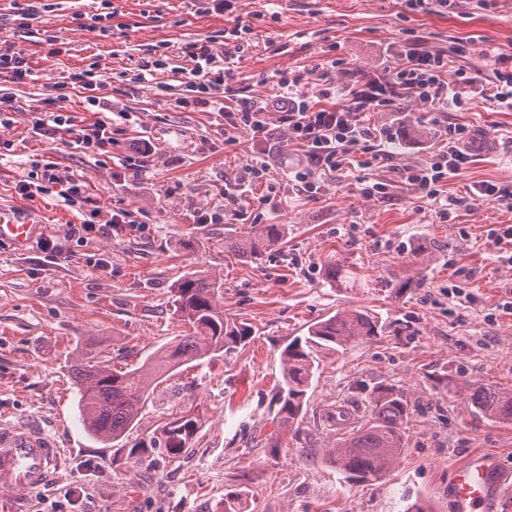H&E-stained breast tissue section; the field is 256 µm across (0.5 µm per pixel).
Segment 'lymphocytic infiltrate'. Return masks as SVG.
<instances>
[{"label":"lymphocytic infiltrate","mask_w":512,"mask_h":512,"mask_svg":"<svg viewBox=\"0 0 512 512\" xmlns=\"http://www.w3.org/2000/svg\"><path fill=\"white\" fill-rule=\"evenodd\" d=\"M250 33V25L235 22L224 32V41L232 49L222 54L209 39L186 43L184 54L190 66L184 71L185 96L223 112L228 127L248 129L259 143L269 137L271 117H278L289 142L304 154L292 167L291 178L310 197L320 194L324 174L348 173L370 162L392 161L404 137L396 126L376 125L370 115L397 111L399 101L407 100L416 104L419 122L433 127L441 144L424 164L400 169L399 178L431 204L440 218H448L461 200L449 196L445 187L473 162L477 142L467 126L449 122V113L469 110L477 98L486 111L512 112L511 55L488 50L491 72L486 75L464 64L472 39H459L446 52L426 47L418 36L401 48L400 64L383 72L358 75L344 57L326 51L313 73H281L272 95L243 98L232 105L225 101L223 90L240 80L238 61ZM338 74L344 75L343 83L335 82ZM103 82L102 73L90 70L69 73L56 82L54 108L38 118L36 134L50 138L63 132L71 136L74 145L85 149L111 144L108 123L77 124L65 106L70 93L78 90L84 92L86 104L102 107L98 91ZM48 183L57 185L59 198L68 206L84 193L82 180L60 178L57 164L51 160L42 163L40 181L21 180L18 191L31 198Z\"/></svg>","instance_id":"f902f5d3"}]
</instances>
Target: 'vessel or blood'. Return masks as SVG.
Returning a JSON list of instances; mask_svg holds the SVG:
<instances>
[{
    "label": "vessel or blood",
    "instance_id": "1",
    "mask_svg": "<svg viewBox=\"0 0 512 512\" xmlns=\"http://www.w3.org/2000/svg\"><path fill=\"white\" fill-rule=\"evenodd\" d=\"M39 229L32 218L10 217L0 223V241L22 251ZM67 455L59 443L38 425L22 420L0 426V490L38 488L58 471ZM497 462L484 455L473 456L451 478L456 512H482L506 482Z\"/></svg>",
    "mask_w": 512,
    "mask_h": 512
}]
</instances>
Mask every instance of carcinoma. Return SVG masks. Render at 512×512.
Wrapping results in <instances>:
<instances>
[{
  "instance_id": "1",
  "label": "carcinoma",
  "mask_w": 512,
  "mask_h": 512,
  "mask_svg": "<svg viewBox=\"0 0 512 512\" xmlns=\"http://www.w3.org/2000/svg\"><path fill=\"white\" fill-rule=\"evenodd\" d=\"M281 224H258L232 247L239 259L257 262L283 244ZM326 278L339 285L355 286L346 266L331 260ZM175 314L189 332L147 355L143 361L116 371L100 362L76 365L80 382L78 407L85 428L103 442H117L132 429L153 385L184 365L228 355L246 346L253 329L248 323L224 314V276L207 271L188 273L172 288ZM394 322L374 311L349 308L320 320L303 336L294 337L280 354L281 380L277 390V419L286 429L299 421L305 398L324 360L344 354L351 346L371 343L391 333ZM443 389L464 394L473 412L489 420L512 421V390L459 385L438 379ZM369 419L356 432L336 439L327 450L328 462L345 483L367 482L386 474L405 448V430L411 400L392 387H376L369 400ZM197 417L183 411L167 422L162 436L129 448L131 456L162 449L167 457L179 455L195 432Z\"/></svg>"
}]
</instances>
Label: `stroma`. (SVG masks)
<instances>
[{
	"instance_id": "35a3bbf8",
	"label": "stroma",
	"mask_w": 512,
	"mask_h": 512,
	"mask_svg": "<svg viewBox=\"0 0 512 512\" xmlns=\"http://www.w3.org/2000/svg\"><path fill=\"white\" fill-rule=\"evenodd\" d=\"M59 2L48 22L28 25L14 0H0V42L23 50L42 75L0 85L17 106L11 126H0V141L14 144L0 154V212L38 214L39 237L57 245L19 252L0 243V425L36 421L68 455L46 485L0 491V512H224L231 491L243 492L247 512H407L418 500L434 512H455L448 481L470 456L495 457L512 472V424L477 416L437 385L447 377L512 388V314L500 308L512 296V268L497 263L486 238L491 225L512 224V200L470 204L440 219L399 181V167L429 158L420 147L428 132L413 121L404 129L410 148L362 171L392 183L389 200H366L353 178L334 174L309 198L288 178L301 152L280 122H272L265 144H253L242 128L226 144L223 113L177 106L176 56L152 81H132L152 45L166 41L176 52L195 39L223 41L225 17L193 13L190 0H112L104 36L72 19L95 13L99 0ZM234 13L254 28L239 63L242 97L271 95L274 72L312 68L335 43L365 74L396 66L399 46L414 33L442 51L475 37L467 64L478 71L486 68L485 47L512 54V0H492L485 10L465 0L445 16L403 15L400 0H236ZM53 35L62 43L57 54ZM94 64L106 72L99 94L108 110L87 111L76 93L66 106L83 123H111V145L83 151L66 135L35 136L32 122L56 97L55 82ZM448 119L482 141L476 161L449 181V195L466 196L479 182L512 187V159L500 146L512 132V112L476 104ZM145 141L144 156L137 149ZM259 151L269 155L266 181L229 204L225 187L244 178L247 157ZM46 156L60 175L83 176L76 207L59 202L52 184L31 199L19 195L18 181ZM118 210L127 211L128 224L75 236L79 219L103 225ZM204 212L216 222L198 223ZM258 224L285 225V244L260 263L236 261L233 245ZM419 243L424 252L416 251ZM332 258L365 290L329 282L324 266ZM196 270L223 275L225 314L251 324L255 337L155 386L127 441L160 436L171 415L187 409L198 423L179 457H128L85 430L74 365L103 362L121 371L182 335L170 290ZM415 273L419 287L394 294L399 277ZM359 307L395 320L399 335L326 360L299 423L279 428L281 350L310 324ZM377 385L402 389L414 401L406 445L382 478L349 485L325 461L338 434L327 416L348 407L350 428L358 430L368 418L366 390Z\"/></svg>"
}]
</instances>
